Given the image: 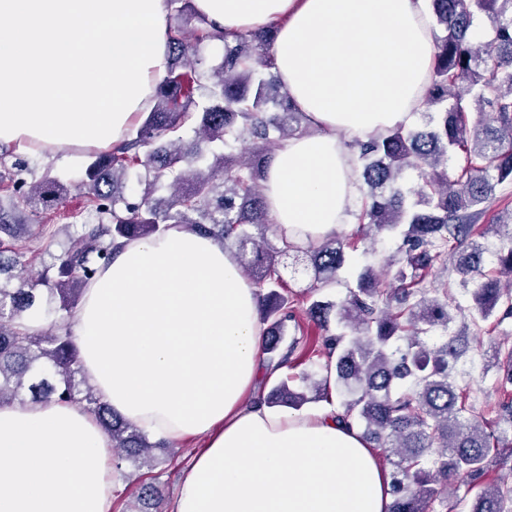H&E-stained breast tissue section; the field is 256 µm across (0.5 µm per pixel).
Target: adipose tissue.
Segmentation results:
<instances>
[{
	"label": "adipose tissue",
	"instance_id": "ef3b65f1",
	"mask_svg": "<svg viewBox=\"0 0 512 512\" xmlns=\"http://www.w3.org/2000/svg\"><path fill=\"white\" fill-rule=\"evenodd\" d=\"M211 31L277 24L274 71L308 131L271 158L263 195L305 247L362 201L352 144L411 126L432 73L426 0H191ZM96 394L148 435L199 437L172 512H388L391 478L335 406L255 405L259 293L211 237L129 241L71 318ZM111 441L70 404L0 405V512H110Z\"/></svg>",
	"mask_w": 512,
	"mask_h": 512
}]
</instances>
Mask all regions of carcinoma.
<instances>
[{
  "instance_id": "carcinoma-1",
  "label": "carcinoma",
  "mask_w": 512,
  "mask_h": 512,
  "mask_svg": "<svg viewBox=\"0 0 512 512\" xmlns=\"http://www.w3.org/2000/svg\"><path fill=\"white\" fill-rule=\"evenodd\" d=\"M166 2L174 24L154 107L112 150L90 152L79 187L91 219L35 274L26 272L29 242L43 235L69 188L49 178L27 183L26 162L7 163L13 152L0 148V191L13 195L12 210L0 207V404L75 405L96 418L123 457L145 464L167 442L150 440L85 385L71 314L123 241L181 224L222 246L233 242L262 291L266 370L288 366L294 347L284 346L285 331L296 303L277 288L281 259L293 245L267 238L275 224L264 201L261 159L230 164L224 150L232 140L260 150L308 129L272 72L274 27L224 43L213 81L205 83L197 44L220 35L206 28L188 35L183 0ZM428 7L436 33L422 125L356 142L364 184L358 223L397 240L390 259L397 287H376L367 268L345 300L309 305L307 313L321 326L328 327L334 312L336 326L356 331L329 337L315 398L327 401L339 392L337 418L361 425L371 447L389 449L390 512H429L437 498L446 506L462 486L471 493L470 512H512L511 477L481 484L489 459L512 456V344L491 345L503 396L502 423L494 430L468 403L449 365L467 353L470 336L483 331L497 306L512 315V289L498 278L512 277V210L499 215L503 232L492 247L478 224L495 187L512 184V0H429ZM480 14L491 28L483 40L475 32ZM304 254L320 287L336 283L344 240L323 238ZM490 256L496 267L487 273ZM449 261L471 297L470 324L458 332L449 330L450 283L422 286L423 271ZM36 310L54 318L49 328L25 323ZM297 380L305 384L311 376L287 375L258 402L301 407L310 398L294 389Z\"/></svg>"
}]
</instances>
